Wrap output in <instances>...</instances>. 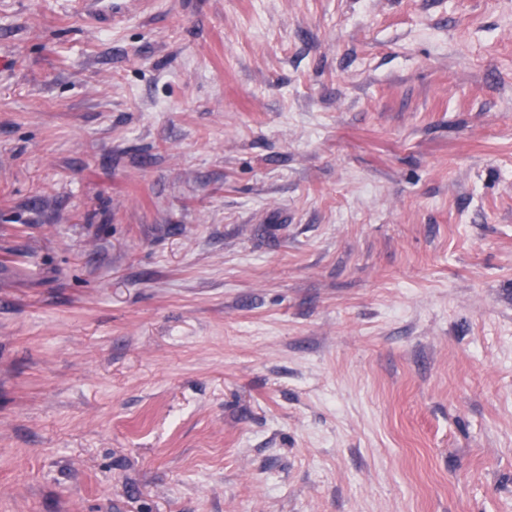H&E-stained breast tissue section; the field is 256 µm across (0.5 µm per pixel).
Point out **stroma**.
I'll return each instance as SVG.
<instances>
[{
	"label": "stroma",
	"mask_w": 512,
	"mask_h": 512,
	"mask_svg": "<svg viewBox=\"0 0 512 512\" xmlns=\"http://www.w3.org/2000/svg\"><path fill=\"white\" fill-rule=\"evenodd\" d=\"M0 512H512V0H0Z\"/></svg>",
	"instance_id": "obj_1"
}]
</instances>
